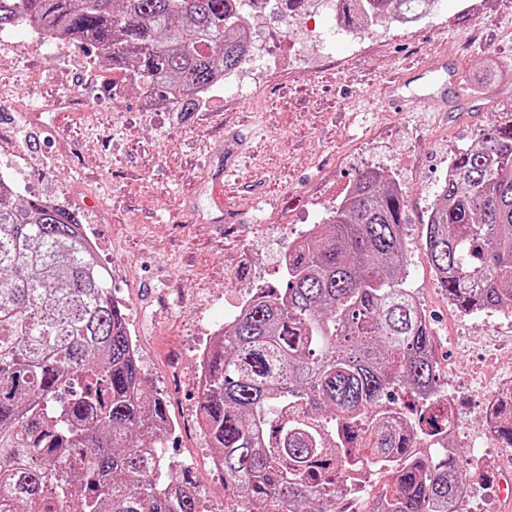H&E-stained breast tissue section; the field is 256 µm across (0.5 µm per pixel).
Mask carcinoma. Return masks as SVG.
I'll list each match as a JSON object with an SVG mask.
<instances>
[{
  "label": "carcinoma",
  "instance_id": "cac0c4a2",
  "mask_svg": "<svg viewBox=\"0 0 512 512\" xmlns=\"http://www.w3.org/2000/svg\"><path fill=\"white\" fill-rule=\"evenodd\" d=\"M0 0V32L88 42L112 73L181 112L245 64L240 0ZM420 0H340L347 24ZM0 176V512H201L200 482L159 459L168 405L145 386L123 305L80 214L11 202ZM401 191L362 173L288 247L200 365L198 421L224 467V512H340L359 474L375 512H454L434 338L401 270ZM439 287L462 313L512 312V119L451 158L426 221ZM493 441L512 448V394ZM432 452L422 451L420 443ZM391 480V476L386 469H381L376 472L372 481L369 479H365L364 481L358 482L360 486L364 487L366 485H371V491L366 494L360 495L357 494L353 497L352 500H349L345 503V507H349L352 509L351 511H359V512H367L371 511L373 508V504L386 490Z\"/></svg>",
  "mask_w": 512,
  "mask_h": 512
}]
</instances>
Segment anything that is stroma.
Listing matches in <instances>:
<instances>
[{
    "mask_svg": "<svg viewBox=\"0 0 512 512\" xmlns=\"http://www.w3.org/2000/svg\"><path fill=\"white\" fill-rule=\"evenodd\" d=\"M269 77L215 89L196 111H147L136 86L112 93V73L91 45L46 47L24 28L0 33V173L17 199L49 197L79 212L126 308L148 385L167 401L169 457L193 465L203 512H223L224 480L196 420L198 349L230 325L241 302L277 286L282 256L357 177L384 174L405 196L402 277L431 323L435 357L459 394L463 448L482 432L483 394L512 376V312L461 313L439 288L423 245L428 210L453 155L475 144L512 104V0H433L403 29L369 22L361 47L301 57L274 15H258ZM449 58L463 97L448 112L388 107L394 81L426 89L420 71ZM72 98L68 108L58 107ZM249 131L234 175L215 199L224 131ZM470 512H512V454L487 445Z\"/></svg>",
    "mask_w": 512,
    "mask_h": 512,
    "instance_id": "1",
    "label": "stroma"
}]
</instances>
